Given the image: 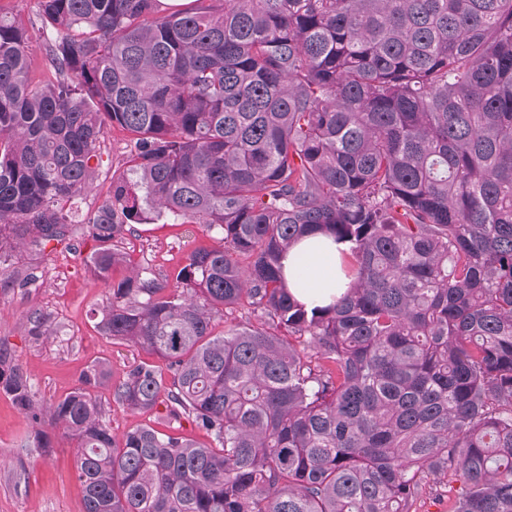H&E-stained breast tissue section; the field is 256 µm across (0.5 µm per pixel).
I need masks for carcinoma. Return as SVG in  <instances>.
<instances>
[{
    "label": "carcinoma",
    "mask_w": 512,
    "mask_h": 512,
    "mask_svg": "<svg viewBox=\"0 0 512 512\" xmlns=\"http://www.w3.org/2000/svg\"><path fill=\"white\" fill-rule=\"evenodd\" d=\"M45 56L0 11V274L71 247L108 128L125 169L86 220L100 332L134 364L112 435L89 366L53 407L84 512H512V0H40ZM203 224L175 285L133 225ZM348 245L307 310L282 255ZM244 309L254 322L224 324ZM0 391L33 423L30 377ZM199 442L175 433L182 421ZM433 494L417 504V512H450L455 497L461 492L460 482L448 483V476L430 477Z\"/></svg>",
    "instance_id": "obj_1"
}]
</instances>
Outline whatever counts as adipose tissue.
Masks as SVG:
<instances>
[{"label": "adipose tissue", "mask_w": 512, "mask_h": 512, "mask_svg": "<svg viewBox=\"0 0 512 512\" xmlns=\"http://www.w3.org/2000/svg\"><path fill=\"white\" fill-rule=\"evenodd\" d=\"M344 245L323 237L296 243L282 259L285 284L306 308L332 304L346 290L340 279Z\"/></svg>", "instance_id": "ef3b65f1"}]
</instances>
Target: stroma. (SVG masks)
<instances>
[{
  "instance_id": "1",
  "label": "stroma",
  "mask_w": 512,
  "mask_h": 512,
  "mask_svg": "<svg viewBox=\"0 0 512 512\" xmlns=\"http://www.w3.org/2000/svg\"><path fill=\"white\" fill-rule=\"evenodd\" d=\"M129 136L108 130L104 163L81 207L89 214L102 205L115 171L124 167ZM220 234L200 224H171L161 219L135 225L122 249L132 263L174 276L179 265L198 247L221 246ZM92 242L78 229L71 247L22 254L16 271H34L36 284L0 288V348L7 366L31 375L36 397L44 408L41 424L52 446L49 452L28 447L33 424L6 395L0 393V512H84L83 490L75 477L73 441L51 423L50 408L78 386L87 366L104 365L107 378L99 394L114 435L144 422L112 399V387L124 371L145 360L137 347L113 341L96 328L107 288L94 280L83 264ZM43 315L45 334L35 335L32 314Z\"/></svg>"
}]
</instances>
